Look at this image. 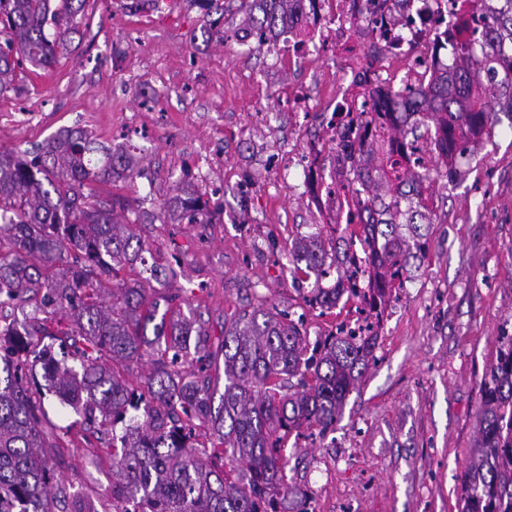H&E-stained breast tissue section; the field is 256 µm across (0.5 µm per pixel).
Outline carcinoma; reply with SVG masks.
I'll return each instance as SVG.
<instances>
[{
  "label": "carcinoma",
  "mask_w": 512,
  "mask_h": 512,
  "mask_svg": "<svg viewBox=\"0 0 512 512\" xmlns=\"http://www.w3.org/2000/svg\"><path fill=\"white\" fill-rule=\"evenodd\" d=\"M87 0H0V94L12 85L21 61L46 69L78 32ZM303 0H244L239 23L213 28L226 42L250 34L273 38L299 17ZM490 29L480 41L458 31L448 68L425 89L388 95L391 135H368L371 120L353 143L351 187L356 221L344 233L317 229L295 247L291 274L298 283L332 276L328 288H312L306 301L321 309L364 299L372 317L394 288L411 279L410 260L424 255L435 220L423 202L425 181L452 183L448 165L457 143L463 153L489 133L497 113L512 112V69L472 74L473 59L512 47V0H498ZM476 86L489 100L475 106ZM409 110L421 118L399 120ZM440 162L433 163L434 158ZM135 179L137 165L116 156L80 128L67 129L22 157L0 151V285L10 299L43 289L45 316L33 317L24 337L10 339L14 359L0 366V512H97L82 493L56 483L44 453L40 391L28 362L42 365L46 390L82 411L112 434V496L132 505L123 512H274L272 504L294 493L283 448L291 437L336 427L346 398L375 359L378 336L329 332L310 342L289 315L264 302L224 312L220 334L201 319L167 307L140 285H110L115 266L147 265L136 224L115 212L129 209L119 197L85 193L88 181L116 174ZM171 220L198 224L200 199L178 190ZM367 248V294L345 287L356 275L349 250ZM71 324L66 360L45 356L34 337L53 336L56 310ZM150 365L146 387H134L115 367ZM477 412L478 436L461 485L459 512H512V336L502 338L486 372ZM209 433L211 447L193 442Z\"/></svg>",
  "instance_id": "obj_1"
}]
</instances>
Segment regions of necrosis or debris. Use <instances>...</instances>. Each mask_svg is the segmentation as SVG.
<instances>
[{
	"label": "necrosis or debris",
	"mask_w": 512,
	"mask_h": 512,
	"mask_svg": "<svg viewBox=\"0 0 512 512\" xmlns=\"http://www.w3.org/2000/svg\"><path fill=\"white\" fill-rule=\"evenodd\" d=\"M471 0H308L283 39L289 56H319L333 48L345 51L332 129L343 139H353V112L374 116L369 126L376 135L387 126L380 118L377 97L396 81L385 77L384 65L403 61L402 86H427L445 65L443 40H456L460 20H473Z\"/></svg>",
	"instance_id": "1"
}]
</instances>
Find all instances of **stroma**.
I'll list each match as a JSON object with an SVG mask.
<instances>
[{
  "instance_id": "obj_1",
  "label": "stroma",
  "mask_w": 512,
  "mask_h": 512,
  "mask_svg": "<svg viewBox=\"0 0 512 512\" xmlns=\"http://www.w3.org/2000/svg\"><path fill=\"white\" fill-rule=\"evenodd\" d=\"M88 0L79 31L53 69H17L0 95V151L33 150L58 132L87 130L131 153L135 181L95 184L134 210L157 213L183 187L199 195L206 224L159 216L138 227L159 271L158 294L175 295L219 334L225 310L258 295L306 314L309 336L356 320L306 309L289 268L297 237L322 225L296 160L331 174L336 146L326 118L336 104L338 55L289 61L247 41L219 44L213 20H239V0L218 14L206 0ZM302 92L308 109L290 110ZM435 188L436 222L414 279L388 305L377 361L348 396L334 431L287 446L288 474L315 512H458L460 476L477 438L476 412L497 338L512 333V116ZM50 462L66 487L114 512L112 451L81 413L51 394L42 402Z\"/></svg>"
}]
</instances>
